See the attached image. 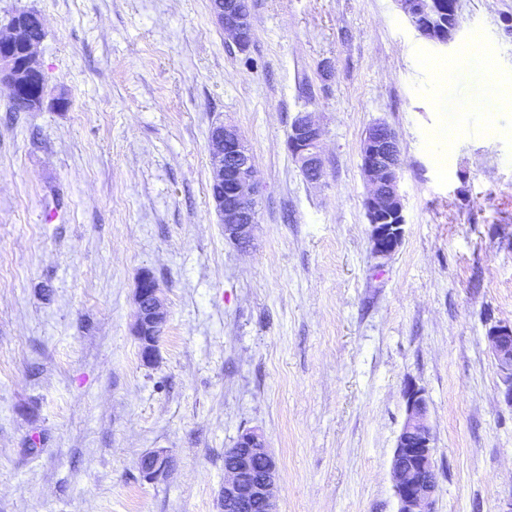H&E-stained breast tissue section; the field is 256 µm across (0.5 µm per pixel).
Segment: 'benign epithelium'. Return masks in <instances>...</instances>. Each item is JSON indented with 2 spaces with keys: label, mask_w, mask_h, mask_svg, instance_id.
<instances>
[{
  "label": "benign epithelium",
  "mask_w": 512,
  "mask_h": 512,
  "mask_svg": "<svg viewBox=\"0 0 512 512\" xmlns=\"http://www.w3.org/2000/svg\"><path fill=\"white\" fill-rule=\"evenodd\" d=\"M399 10L417 31L436 45H446L455 37L459 25L445 34L417 10L416 0H395ZM211 13L229 41L238 49H247L253 39L251 17L239 9L237 0H211ZM38 27L39 36L30 35ZM45 38L40 14L17 13L8 20L6 33L0 36V81L9 85L12 95L38 89L32 106H43L47 78L38 53ZM322 130L308 111L296 113L288 133V152L305 178L316 183L323 177L321 158ZM212 158L210 197L224 239L245 249L253 240L258 224L253 155L238 129L219 121L209 130ZM360 169L367 186V219L371 227V250L386 259L402 245L405 236L403 196L400 190L401 158L398 139L384 122L368 127L361 143ZM134 333L140 343V357L150 364L156 356L158 339L167 323L161 289L148 270L139 274L135 288ZM487 341L503 383V396L512 405V324H499L487 331ZM407 416L391 457V476L396 512H434L439 491L435 470L433 438L429 423V400L423 388L409 385L404 393ZM171 458L166 450L148 454L143 474L152 480L163 474ZM279 465L263 433L242 431L224 464V484L220 491L224 512H278L276 496Z\"/></svg>",
  "instance_id": "benign-epithelium-1"
}]
</instances>
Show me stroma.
<instances>
[{"mask_svg": "<svg viewBox=\"0 0 512 512\" xmlns=\"http://www.w3.org/2000/svg\"><path fill=\"white\" fill-rule=\"evenodd\" d=\"M0 0L40 12L41 110L0 83V512H220L224 452L261 431L279 512H396L404 387L426 390L434 512L512 506V405L486 332L512 323V0H459L448 46L395 0ZM453 59L448 78L433 64ZM323 130L324 177L286 144ZM253 154V246L225 241L208 131ZM397 133L404 241L375 259L360 146ZM168 322L133 334L141 270ZM172 466L143 478L142 457ZM211 13L229 41L246 50L253 39L251 17L239 9L237 0H211ZM321 138L322 130L311 112H297L290 124L288 152L305 178L312 183L319 182L323 177Z\"/></svg>", "mask_w": 512, "mask_h": 512, "instance_id": "stroma-1", "label": "stroma"}]
</instances>
